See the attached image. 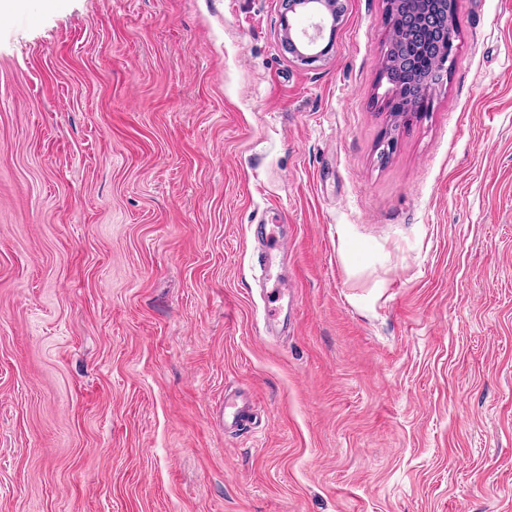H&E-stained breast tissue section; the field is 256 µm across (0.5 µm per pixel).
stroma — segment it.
<instances>
[{"instance_id":"stroma-1","label":"stroma","mask_w":512,"mask_h":512,"mask_svg":"<svg viewBox=\"0 0 512 512\" xmlns=\"http://www.w3.org/2000/svg\"><path fill=\"white\" fill-rule=\"evenodd\" d=\"M17 3L0 512H512V0H457L448 81L400 124L386 0H345L312 65L282 0ZM323 27L321 24H315L316 33L308 35L306 31L301 34L292 31V27L284 21V34L282 43L289 54V59L295 63L310 65L320 59L325 51L324 48L317 50V38ZM260 224V231L257 238V261L264 269L265 276L262 278L264 284L263 298L265 302L264 313L265 323L270 326L279 320L282 314V300L288 288L275 277L272 280L271 269L274 257L284 252L288 247V241L283 238L279 231V224ZM220 412L224 431L242 429L254 415L251 401L242 393L224 394V405H221Z\"/></svg>"}]
</instances>
